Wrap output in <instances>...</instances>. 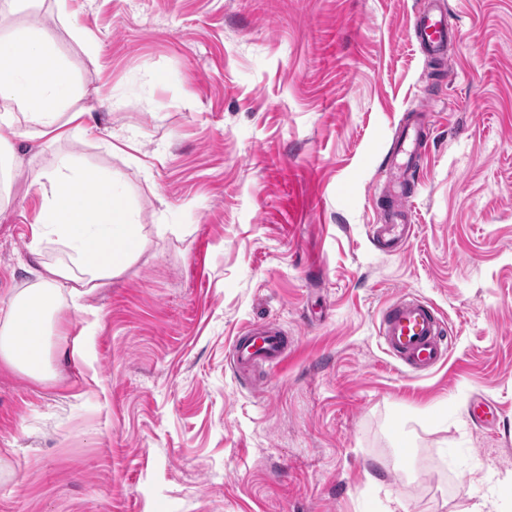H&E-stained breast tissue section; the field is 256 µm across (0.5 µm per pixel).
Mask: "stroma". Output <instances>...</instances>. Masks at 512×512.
Returning <instances> with one entry per match:
<instances>
[{
  "label": "stroma",
  "mask_w": 512,
  "mask_h": 512,
  "mask_svg": "<svg viewBox=\"0 0 512 512\" xmlns=\"http://www.w3.org/2000/svg\"><path fill=\"white\" fill-rule=\"evenodd\" d=\"M446 2L444 63L410 32L430 0L0 14V30L48 33L90 114L73 139L9 138L0 306L65 256L30 252L31 176L61 159L120 172L146 238L60 315L53 378L0 371V512H512V0ZM421 109L413 237L388 257L368 234L381 169ZM403 293L452 330L428 376L377 339ZM268 322L291 350L258 386L228 357L241 327ZM477 399L496 429L470 417Z\"/></svg>",
  "instance_id": "stroma-1"
}]
</instances>
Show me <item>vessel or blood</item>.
<instances>
[{"label":"vessel or blood","mask_w":512,"mask_h":512,"mask_svg":"<svg viewBox=\"0 0 512 512\" xmlns=\"http://www.w3.org/2000/svg\"><path fill=\"white\" fill-rule=\"evenodd\" d=\"M411 33L422 52L430 57H446L451 29L445 0H431L430 8L415 16ZM429 132L424 116L405 125L398 135V150L389 157L383 176L397 177L404 190L387 212V221L374 224L370 233L383 254L401 248L410 235V186L416 180L415 165L427 149ZM376 335L380 345L397 366L415 376L429 375L444 364L451 352L452 339L445 320L427 301L403 294L382 309ZM288 350V335L280 325L243 327L232 342L230 363L246 371L258 365L280 367Z\"/></svg>","instance_id":"b4317fda"}]
</instances>
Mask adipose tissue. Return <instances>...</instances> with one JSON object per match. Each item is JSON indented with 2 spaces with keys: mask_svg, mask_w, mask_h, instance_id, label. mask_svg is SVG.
Segmentation results:
<instances>
[{
  "mask_svg": "<svg viewBox=\"0 0 512 512\" xmlns=\"http://www.w3.org/2000/svg\"><path fill=\"white\" fill-rule=\"evenodd\" d=\"M72 93L68 71L43 29L0 35V128L57 141L86 129L84 112L63 113ZM122 177L61 161L49 176L33 175L41 197L32 243L56 240L64 262L41 263L33 282L0 308V365L48 379L53 329L65 301H78L111 283L143 253L135 212L120 194Z\"/></svg>",
  "mask_w": 512,
  "mask_h": 512,
  "instance_id": "ef3b65f1",
  "label": "adipose tissue"
}]
</instances>
